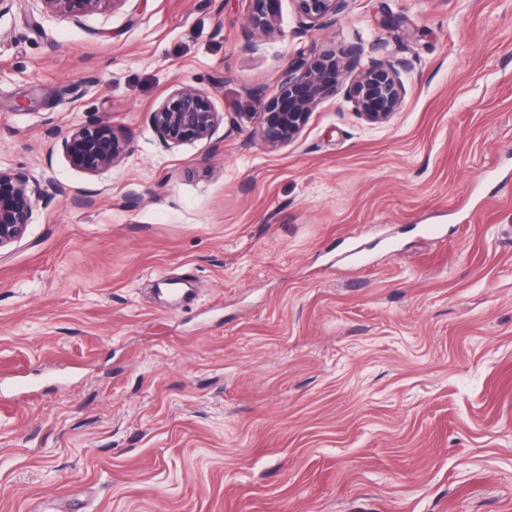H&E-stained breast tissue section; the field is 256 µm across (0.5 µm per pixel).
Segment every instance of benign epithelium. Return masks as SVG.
Segmentation results:
<instances>
[{"mask_svg":"<svg viewBox=\"0 0 512 512\" xmlns=\"http://www.w3.org/2000/svg\"><path fill=\"white\" fill-rule=\"evenodd\" d=\"M127 0H43L48 11L81 18L106 5L118 7ZM278 0H250V29L245 31L242 49H257V31L277 29ZM299 16V31L321 25L343 12L348 0H293ZM364 49L354 44L338 52L325 51L309 63L302 57L288 63L279 73L264 111L254 114V135L263 145L276 148L293 140L307 124L313 108L336 93L346 74L360 60ZM403 61L374 62L359 70L348 87L357 112L370 124L388 122L401 108L404 87L400 78ZM223 116L203 91L174 88L149 114V124L166 149L194 141L209 140ZM63 154L74 169L88 175L103 173L127 152L125 141L106 121L74 126L62 139ZM59 192L52 181L40 183L16 169L0 168V250L19 242L30 224L35 201Z\"/></svg>","mask_w":512,"mask_h":512,"instance_id":"1","label":"benign epithelium"}]
</instances>
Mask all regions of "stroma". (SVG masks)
Listing matches in <instances>:
<instances>
[{"label":"stroma","mask_w":512,"mask_h":512,"mask_svg":"<svg viewBox=\"0 0 512 512\" xmlns=\"http://www.w3.org/2000/svg\"><path fill=\"white\" fill-rule=\"evenodd\" d=\"M276 7L253 52L249 0L0 15V167L60 188L0 252V512H512V0ZM356 43L400 111L341 86L266 149L258 89ZM178 85L224 121L167 150ZM98 120L129 151L90 176ZM349 0H293L299 16L298 32L321 25L327 18L342 13ZM403 61L374 62L359 70L348 87L357 112L370 124L388 122L401 108L404 87L400 78ZM62 149L70 166L88 175L109 170L127 152L125 141L106 121L75 125L63 137Z\"/></svg>","instance_id":"stroma-1"}]
</instances>
